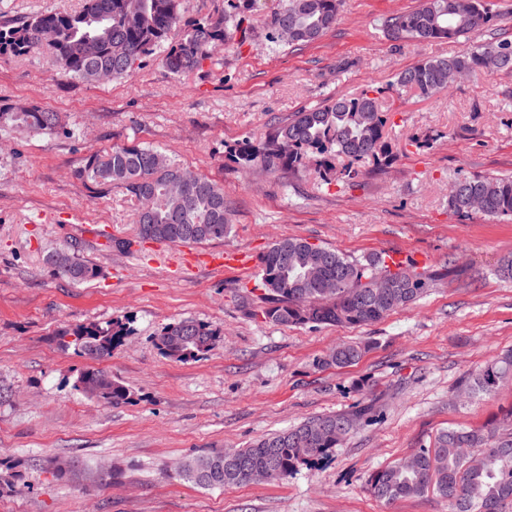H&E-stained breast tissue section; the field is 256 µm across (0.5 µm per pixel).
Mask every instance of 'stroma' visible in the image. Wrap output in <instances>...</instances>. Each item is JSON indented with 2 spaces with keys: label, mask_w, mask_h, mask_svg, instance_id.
<instances>
[{
  "label": "stroma",
  "mask_w": 512,
  "mask_h": 512,
  "mask_svg": "<svg viewBox=\"0 0 512 512\" xmlns=\"http://www.w3.org/2000/svg\"><path fill=\"white\" fill-rule=\"evenodd\" d=\"M421 0H343L337 24L299 47L269 43L279 0L246 14L244 44L176 77L158 57L131 78L72 81L48 54L0 56V105L59 112L64 132L0 127V512H446L434 494L383 505L368 475L432 446L442 429L480 427L512 410V382L492 396L460 397L469 374L512 348V221L448 209V189L477 174L512 173V72L463 79L425 98L392 90L399 70L512 37V0H493L492 25L469 40L410 42L382 24ZM385 88L387 168L363 163L351 187L316 166L294 176L244 172L228 145L330 97ZM163 148L221 184L232 231L196 246L134 237L135 205L79 179L92 152L123 144ZM303 238L352 258L399 251L422 257L435 283L423 299L365 326L280 325L259 308L257 266L173 268L191 252L259 258L276 240ZM67 245L100 269L77 284L53 275L47 252ZM195 318L222 337L205 356L161 354L166 324ZM129 323L99 368L130 391L112 406L73 387L90 359L60 334L77 325ZM342 342L368 350L346 367L321 365ZM371 402L377 418L288 480L205 489L179 479L189 457L239 448L268 433ZM78 458L119 472L111 488L55 480Z\"/></svg>",
  "instance_id": "35a3bbf8"
}]
</instances>
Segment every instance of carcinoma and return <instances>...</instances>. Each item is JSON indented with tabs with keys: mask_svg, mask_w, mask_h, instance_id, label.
<instances>
[{
	"mask_svg": "<svg viewBox=\"0 0 512 512\" xmlns=\"http://www.w3.org/2000/svg\"><path fill=\"white\" fill-rule=\"evenodd\" d=\"M182 0H82L77 11L51 10L26 18L16 26H0V55L28 56L47 52L59 74L74 80L98 81L130 77L143 60L162 53V65L180 77L198 69L216 46H229L243 31L242 20L220 17L188 21ZM342 0H280L269 19V39L281 44L276 28L286 24L291 45L315 42L336 25ZM496 14L490 0H423L421 7L390 16L385 30L392 39L417 42L457 40L490 25ZM45 27L56 30L57 43L47 48L38 41ZM497 56L495 70H512V41L491 40L450 57L421 61L397 73L395 86L432 97L446 89L448 73L461 70L487 78L485 61ZM382 88L328 98L302 108L277 124L261 140L245 139L229 146L239 168L264 170L269 175H295L316 162L321 179L353 186L370 160L379 167L391 165L396 155L387 140V112L382 110ZM52 133L63 128L58 113L36 104L0 107V124ZM343 160L342 167L336 161ZM185 168L160 149L131 144L90 154L78 176L101 189H117L133 198L137 233L119 242L129 251L146 239L171 245L202 244L222 240L231 228L224 189L197 175L181 192L173 184ZM483 199L479 213L512 220V173L473 175L458 181V191L448 196V210L469 216L468 200ZM59 251L46 255L55 274L73 283H90L99 271L73 251L64 263ZM258 277L263 286L262 316L280 325L329 324L362 326L377 323L390 312L423 297L433 277L415 269L393 270L386 257L369 254L353 259L332 247L301 238H283L260 257ZM123 323L86 325L73 330L71 344L79 353L99 360L128 334ZM220 332L211 325L186 318L167 324L157 341L172 359L204 356L218 343ZM366 346L342 343L323 360L343 367L359 360ZM512 380V350L487 362L468 377L477 395L497 393ZM74 387L88 398L118 405L129 390L108 372L89 367L80 372ZM372 416V405L353 413L332 414L253 440L248 446L211 452L185 461L178 477L204 488L246 483L243 470L268 468L273 480L283 481L299 466L338 448L355 421ZM99 488L117 480L112 471L85 473ZM372 495L391 504L401 498L433 493L447 512H506L512 505V413L482 427L450 426L440 431L430 448L414 455V464L400 461L372 472L367 479Z\"/></svg>",
	"mask_w": 512,
	"mask_h": 512,
	"instance_id": "carcinoma-1",
	"label": "carcinoma"
}]
</instances>
